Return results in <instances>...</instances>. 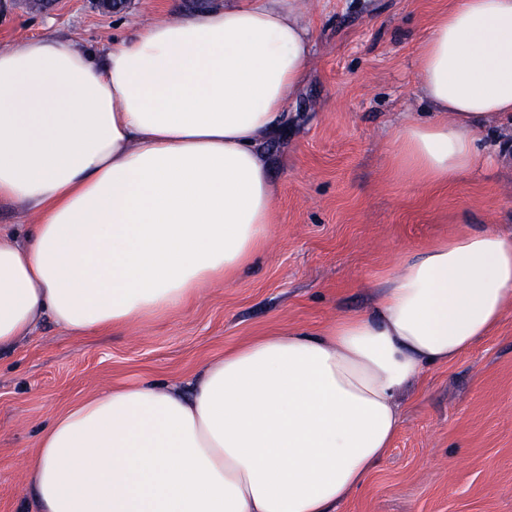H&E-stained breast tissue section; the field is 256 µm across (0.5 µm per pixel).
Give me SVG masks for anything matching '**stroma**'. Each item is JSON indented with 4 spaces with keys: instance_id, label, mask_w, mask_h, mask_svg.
<instances>
[{
    "instance_id": "35a3bbf8",
    "label": "stroma",
    "mask_w": 512,
    "mask_h": 512,
    "mask_svg": "<svg viewBox=\"0 0 512 512\" xmlns=\"http://www.w3.org/2000/svg\"><path fill=\"white\" fill-rule=\"evenodd\" d=\"M312 35L304 82L265 144L274 190L268 249L235 280L204 285L192 305L88 336L43 318L0 355V512H24L41 430L72 403L145 379L180 382L257 336L314 329L367 311L399 258L462 225L512 232V138L489 127L482 169L429 186L393 161L400 120L422 116L415 59L452 0H294ZM200 0H14L0 50L53 31L101 46ZM388 454L336 512H512V312L401 396Z\"/></svg>"
}]
</instances>
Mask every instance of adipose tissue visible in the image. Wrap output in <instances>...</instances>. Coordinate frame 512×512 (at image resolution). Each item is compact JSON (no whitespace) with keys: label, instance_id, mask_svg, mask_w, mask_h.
I'll return each mask as SVG.
<instances>
[{"label":"adipose tissue","instance_id":"ef3b65f1","mask_svg":"<svg viewBox=\"0 0 512 512\" xmlns=\"http://www.w3.org/2000/svg\"><path fill=\"white\" fill-rule=\"evenodd\" d=\"M293 9L244 0L81 48L0 50V201L36 214L0 235V351L43 317L77 336L190 305L272 237L264 142L311 56ZM431 113L399 124L398 170L476 173L512 119V0H453L416 60ZM512 310V234L460 230L402 259L367 311L257 336L192 390L116 386L44 427L36 512H336L386 456L399 393Z\"/></svg>","mask_w":512,"mask_h":512}]
</instances>
